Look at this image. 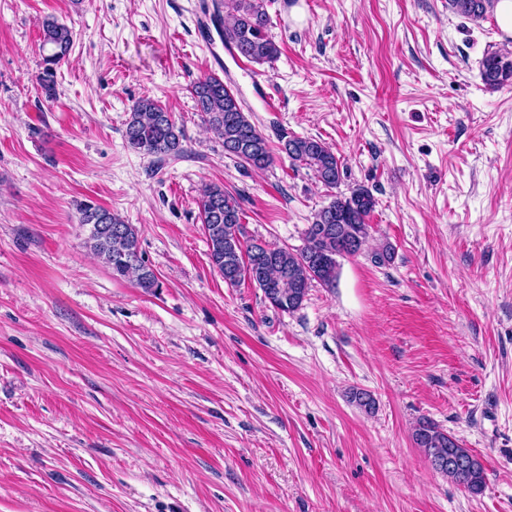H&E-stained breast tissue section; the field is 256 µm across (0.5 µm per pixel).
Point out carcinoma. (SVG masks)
<instances>
[{
  "label": "carcinoma",
  "instance_id": "carcinoma-1",
  "mask_svg": "<svg viewBox=\"0 0 512 512\" xmlns=\"http://www.w3.org/2000/svg\"><path fill=\"white\" fill-rule=\"evenodd\" d=\"M496 0H448V10L474 22L494 12ZM270 20L265 0H224L222 16L224 42L239 55L255 63H268L279 48L268 34ZM73 44V31L54 19L43 23L41 49L43 69L38 76L47 100L56 94V71ZM482 83L491 90L512 85V53H488L479 72ZM190 92L202 120L224 144L225 154L249 166L264 170L273 163L267 138L244 111L238 94L211 76L195 81ZM125 140L132 149L147 155H177L184 150V128L173 114L151 98L138 100L125 124ZM282 150L297 166L310 170L323 186L334 188L341 179L340 158L324 141L314 137H281ZM376 207L373 194L364 187L338 195L319 209L307 225L306 246L299 251L266 243L241 240L243 215L240 199L218 185L204 188L200 201L202 227L209 247L212 267L230 286L247 280L260 288L272 306L293 312L303 303L315 281L331 288L336 282L337 258L345 255L348 241L366 245L371 238L367 218ZM79 223L90 226L89 248L116 277L129 278L146 293L159 287V281L139 250L136 228L112 211L92 201L76 203ZM413 441L430 464L461 461L455 469L442 468L454 484L472 494L482 492L486 483L483 463L455 437L434 423L418 422Z\"/></svg>",
  "mask_w": 512,
  "mask_h": 512
}]
</instances>
